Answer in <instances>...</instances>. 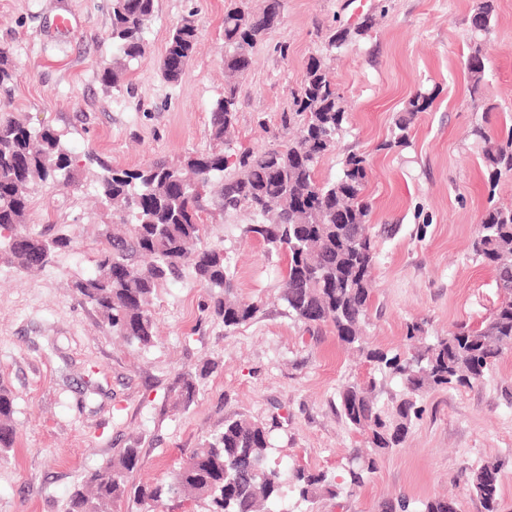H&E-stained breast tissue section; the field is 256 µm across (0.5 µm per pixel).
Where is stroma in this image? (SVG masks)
<instances>
[{
  "label": "stroma",
  "mask_w": 512,
  "mask_h": 512,
  "mask_svg": "<svg viewBox=\"0 0 512 512\" xmlns=\"http://www.w3.org/2000/svg\"><path fill=\"white\" fill-rule=\"evenodd\" d=\"M234 0H157L145 31L146 54L118 87L100 74L111 66L112 0H0V47L17 73L0 87V104L35 127L61 136L75 164L69 187L31 191L28 224L68 225L74 244L35 274L0 264V382L15 395L17 440L0 461V512H65L74 485L118 449L136 445L134 482H161L230 418L263 423L272 465L342 474L364 438L347 424L343 386L373 381L382 403L399 396L382 376L338 342L331 326L311 327L278 302L283 257L244 236L248 212L203 216L206 238L223 248L238 296L261 302L250 322L227 330L208 308V292L191 267L160 288L156 336L137 348L113 336L101 315L79 303L68 279L95 271L98 233L112 210L95 188V154L137 169L157 159L179 163L210 148V109L224 94V13ZM475 0H284L280 25L257 44L239 83L231 154L283 144L284 112L309 56L329 27L365 14L377 17L370 37L327 62L348 112L333 151L318 162L319 180L336 179L343 158L367 155L365 195L377 252L368 341L405 351L406 325L429 334L464 322L480 324L496 307L494 275L473 261L469 245L488 198L512 205V176L487 182L467 131L482 113L470 102L464 57ZM485 50L486 101L495 127L512 124V0H497ZM191 18L200 48L175 83L159 63L168 32ZM67 19L59 29L57 19ZM436 91L418 113L403 150H379L416 88ZM216 367L189 409L171 407L177 376L204 361ZM421 414L365 485L308 504L290 495L288 512H378L389 498L419 502L455 497L459 512H483L464 468L502 464L499 512H512V351L468 387L426 393Z\"/></svg>",
  "instance_id": "stroma-1"
}]
</instances>
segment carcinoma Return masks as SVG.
Segmentation results:
<instances>
[{"mask_svg":"<svg viewBox=\"0 0 512 512\" xmlns=\"http://www.w3.org/2000/svg\"><path fill=\"white\" fill-rule=\"evenodd\" d=\"M155 0H112V66L101 82L119 85L125 73L144 57V32L153 18ZM282 0H265L262 14L242 16L244 6L224 14V71L229 78L244 77L251 67L253 36L272 25L282 13ZM497 0H477L469 19L470 44L464 69L471 99L481 96L487 75L485 44L491 32ZM375 25L371 14L352 28L338 24L329 30L323 51L309 58L304 78L293 95V112L286 125L298 126L288 143L239 155L234 174L224 178V146L236 119L237 86L230 82L224 96L210 110L212 149L187 156L174 166L158 160L139 169L113 167L91 154L100 168L97 193L112 204L120 229H105L97 248L95 273L71 281L74 295L94 306L112 327V334L130 345L154 342L153 296L184 266L193 268L208 290L211 310L224 327L235 329L260 311L256 302L240 300L224 250L206 240L201 214L215 203L222 212L246 209L253 223L243 234L260 240L267 253L283 255L287 264L279 300L288 315L304 324H329L344 346L357 351L384 375L397 379L403 395L381 406L372 389L357 382L343 387L340 406L347 423L365 436L371 453L355 456L342 476L293 467L288 471L269 463V431L247 418L229 419L224 429L203 440L160 483L129 487L137 471L140 450L121 448L106 464L86 472L69 497L66 512H115L129 490L149 508L183 491L210 504L211 512H267L280 503L284 491L313 503L322 496L337 497L361 487L375 472L379 460L406 438L418 417L417 402L424 393L466 386L489 373L512 345V207L489 198L471 248L473 260L491 267L500 300L479 326L461 323L446 335L424 339L407 354L369 345L365 336L372 294L371 272L377 253L366 224L371 204L363 195L366 158L345 157L333 182L316 176L319 160L336 143L345 122L343 97L329 76L325 61L369 36ZM198 49L194 22L185 19L169 31L160 71L168 82L178 81ZM435 93L416 90L394 122L381 150L406 148L411 123L426 111ZM487 103L485 116L470 129L480 149L490 185L512 174V126L498 132ZM75 180L73 159L58 134L34 128L21 114L0 112V263L33 272L51 263L55 253L73 246L62 228L36 232L26 224L30 188L52 183L67 187ZM211 367L186 371L173 388V408L185 410L195 401ZM14 395L0 384V456L13 448ZM501 465L488 460L473 470L470 491L484 512H499ZM379 512H458L453 498L434 497L417 504L402 497L384 501Z\"/></svg>","mask_w":512,"mask_h":512,"instance_id":"cac0c4a2","label":"carcinoma"}]
</instances>
